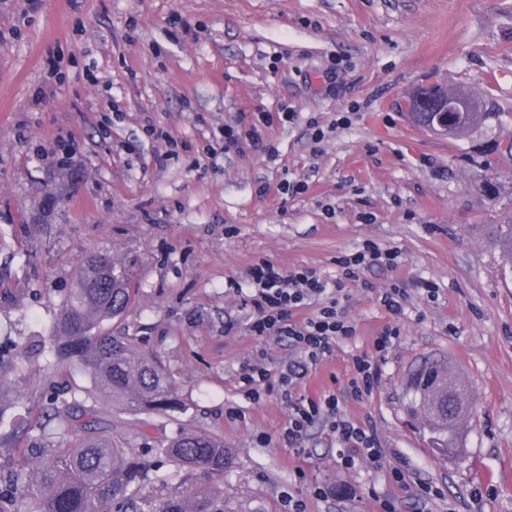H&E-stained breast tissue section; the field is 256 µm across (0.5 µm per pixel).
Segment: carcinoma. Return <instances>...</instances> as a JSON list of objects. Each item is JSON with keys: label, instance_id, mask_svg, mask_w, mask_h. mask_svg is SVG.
Masks as SVG:
<instances>
[{"label": "carcinoma", "instance_id": "obj_1", "mask_svg": "<svg viewBox=\"0 0 512 512\" xmlns=\"http://www.w3.org/2000/svg\"><path fill=\"white\" fill-rule=\"evenodd\" d=\"M496 117L494 112H459L455 136ZM495 244L512 262V224L497 231ZM125 272L112 259L89 255L82 260L72 288L53 324L56 363L87 372L93 386L62 400L40 423L42 438L35 462L0 472V512H215L210 487L224 480L228 453L224 440L208 433H185L157 449L177 467L181 480L196 479L203 488L188 495L171 494L154 503L145 494L150 463L112 438L98 410L105 396L126 413L169 415L182 409L171 375L160 359L137 351L127 336L109 324L132 300ZM451 372L435 365L420 373L412 407L422 411L436 444L457 447L458 428L466 416L469 390L453 381L454 391L440 388ZM65 439V447L49 442Z\"/></svg>", "mask_w": 512, "mask_h": 512}]
</instances>
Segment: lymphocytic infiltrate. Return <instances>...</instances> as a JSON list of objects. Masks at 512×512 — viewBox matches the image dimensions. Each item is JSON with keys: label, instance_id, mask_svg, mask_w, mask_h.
I'll list each match as a JSON object with an SVG mask.
<instances>
[{"label": "lymphocytic infiltrate", "instance_id": "1", "mask_svg": "<svg viewBox=\"0 0 512 512\" xmlns=\"http://www.w3.org/2000/svg\"><path fill=\"white\" fill-rule=\"evenodd\" d=\"M380 259L391 266L396 256L390 251L380 252L373 242H365L356 252L338 258L342 275L333 281L309 268L285 270L266 259L247 268L245 280L251 293L243 303L254 309L250 334L259 338L291 339L302 355L301 360L288 363L281 370L282 385L299 384L313 364L331 354L337 342L355 336L356 328L339 311V301L349 283L357 281L363 270ZM311 301L320 302L318 312L305 320H295V312ZM318 421L333 434L346 467L353 468L361 463L373 465L379 461L381 452L374 430L343 414L338 398L332 394L303 398L294 403L285 441L289 446H296Z\"/></svg>", "mask_w": 512, "mask_h": 512}]
</instances>
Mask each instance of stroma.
Masks as SVG:
<instances>
[{
  "instance_id": "1",
  "label": "stroma",
  "mask_w": 512,
  "mask_h": 512,
  "mask_svg": "<svg viewBox=\"0 0 512 512\" xmlns=\"http://www.w3.org/2000/svg\"><path fill=\"white\" fill-rule=\"evenodd\" d=\"M435 84L496 118L459 139L416 125L404 102ZM285 106L295 121L277 120ZM242 112L274 116L243 154L224 145ZM344 112L348 126L312 142L310 119ZM61 137L77 150L68 169L51 153ZM510 142L512 0H0V391L29 422L0 446L38 447L32 424L50 394L89 385L55 363L50 323L82 258L104 254L135 291L113 332L161 359L183 404L145 418L99 404L113 437L148 456L151 497L176 487L157 448L207 432L229 452L223 512H288L292 497L305 512H377L383 499L396 512H512V266L491 242L512 220ZM285 179L309 189L282 196ZM367 240L398 266L350 284L340 309L355 336L295 390L339 395L374 428L383 464L348 470L323 424L303 451L283 441L278 383L247 395L249 366L275 377L297 353L250 335L252 310L228 282L264 258L333 279L337 257ZM397 278L438 297L411 291L372 394L344 399L355 356L389 320L379 292ZM427 361L451 364L472 395L453 458L410 411V375ZM396 464L407 483L392 480ZM420 480L440 497L418 499Z\"/></svg>"
}]
</instances>
